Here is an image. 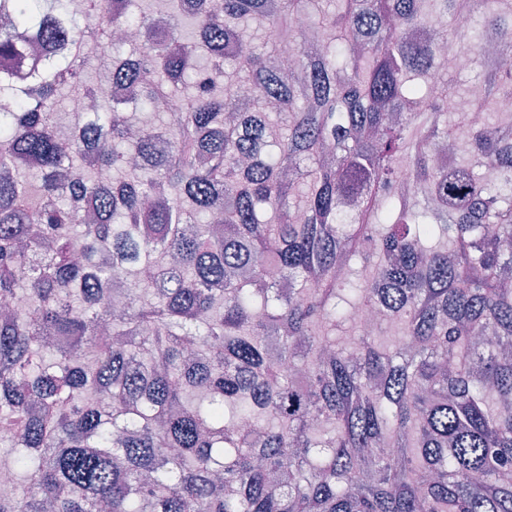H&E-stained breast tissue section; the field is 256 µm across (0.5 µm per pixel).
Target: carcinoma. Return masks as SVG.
<instances>
[{"label": "carcinoma", "mask_w": 512, "mask_h": 512, "mask_svg": "<svg viewBox=\"0 0 512 512\" xmlns=\"http://www.w3.org/2000/svg\"><path fill=\"white\" fill-rule=\"evenodd\" d=\"M130 2L0 0V299L27 298L0 318V512H512V124L471 131L475 164H434L454 97L437 44L406 37L447 16L481 58L496 32L483 106L512 95V14L171 0L155 27ZM123 27L147 40L112 58L119 98L82 65ZM191 71L166 124L125 110ZM63 88L96 104L66 142Z\"/></svg>", "instance_id": "carcinoma-1"}]
</instances>
